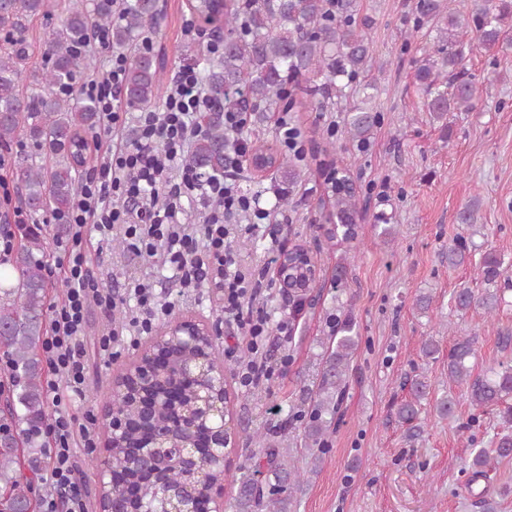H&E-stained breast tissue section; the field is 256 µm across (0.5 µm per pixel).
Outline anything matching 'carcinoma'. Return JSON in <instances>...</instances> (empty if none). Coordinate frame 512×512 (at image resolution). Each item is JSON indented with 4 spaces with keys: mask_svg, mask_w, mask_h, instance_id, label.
<instances>
[{
    "mask_svg": "<svg viewBox=\"0 0 512 512\" xmlns=\"http://www.w3.org/2000/svg\"><path fill=\"white\" fill-rule=\"evenodd\" d=\"M51 0H0V31L6 35L21 31L24 22L39 15L47 16ZM197 12L218 18L224 26V51L205 75L207 92L213 102L207 128L196 139L188 165L204 175L224 172L229 160L227 150L233 134L224 130L226 112H272L282 110L295 90H321L338 101L349 98L348 89L360 74L371 71L370 45L357 28L354 15L358 0H233L218 9V0H197ZM417 23L432 32L421 51L416 81L426 99L424 111L433 119H445L455 110L470 112L481 100L479 88L459 69L463 60V38L475 29L479 43L490 49L512 30V0H488L479 6L459 0L458 8H448L445 0H417ZM160 13L156 0H72L66 16L45 33L42 53L48 66L33 75V82L44 88L27 97L20 107L18 90L20 62L26 56L23 40L17 39L0 52V144L12 142L23 134L35 153L22 159V195L34 212L62 214L69 210L80 188L78 166L83 163L81 132L98 123L96 102L69 93L84 56L78 54L92 29L101 25L110 31L108 47L130 53L123 95L129 106L145 109L152 104L162 80V70L147 49L137 48L144 28L158 25ZM375 85L368 82L356 90L361 100L346 112L349 137L365 144L378 123L376 111L368 106ZM267 164L273 168L279 201L288 202V189L300 179L292 159L266 147ZM312 160L324 177L330 192L328 214L332 225L325 228L331 241L357 248L359 237L356 217L359 197L355 183L338 166L326 146H318ZM14 243L4 260L11 271L5 272L7 284L0 285V348L9 359L10 387L4 412L10 422H0V512H39L31 488L41 471L44 440L41 427L46 419L48 400L42 377L44 363L38 347L47 331L46 304L48 285L44 273V241L36 224H17L11 231ZM469 254V243L457 238L448 246V264L460 266ZM504 273L501 260L486 253L482 274L486 285L496 286ZM292 281L304 293L317 287L302 265L291 269ZM497 294L481 298L467 288L454 297L455 308L466 312L481 305L492 313L500 303ZM356 322L346 317L325 346L318 383L309 389L315 415L306 423L301 445L310 455L321 444L322 436L334 424L335 416L347 390V369L351 352L357 345ZM474 339L464 336L448 353V378L467 385L472 406L497 407L512 394V366H503L483 377L471 378L466 362L474 355ZM217 359L207 338L193 348H182L171 360L175 364L192 358ZM430 385L423 378L410 384V397L395 410L398 421L406 426L407 437L418 438L423 432V402L429 401ZM456 401L444 397L434 401L433 411L451 419ZM136 420L141 415L137 401L113 395L105 427L111 428L112 415ZM142 436L133 428L125 439L111 447L107 465L112 482L99 488L102 512L123 496L124 486L134 477L130 463ZM512 458V431L497 434L494 449L478 451L470 464L468 484L488 479L489 468ZM263 478L243 477L233 498L234 512H291L292 490L302 482L290 450L267 445L259 451ZM227 478L221 462L207 464L195 500L196 512H207L205 491L213 483ZM186 473L170 469L166 486L142 481L137 495L127 501V508L148 512H167L170 490L184 486Z\"/></svg>",
    "mask_w": 512,
    "mask_h": 512,
    "instance_id": "cac0c4a2",
    "label": "carcinoma"
}]
</instances>
